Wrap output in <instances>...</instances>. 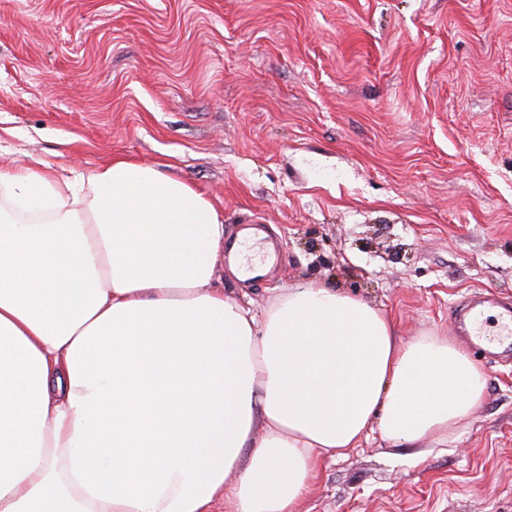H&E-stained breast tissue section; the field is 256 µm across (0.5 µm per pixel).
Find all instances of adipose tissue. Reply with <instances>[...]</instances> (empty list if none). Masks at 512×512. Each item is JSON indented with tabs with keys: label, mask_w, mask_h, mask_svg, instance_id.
Here are the masks:
<instances>
[{
	"label": "adipose tissue",
	"mask_w": 512,
	"mask_h": 512,
	"mask_svg": "<svg viewBox=\"0 0 512 512\" xmlns=\"http://www.w3.org/2000/svg\"><path fill=\"white\" fill-rule=\"evenodd\" d=\"M224 233L153 167L0 164V512H294L369 431L444 447L480 406L451 337L318 283L225 296Z\"/></svg>",
	"instance_id": "adipose-tissue-1"
}]
</instances>
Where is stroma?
Returning <instances> with one entry per match:
<instances>
[{
    "mask_svg": "<svg viewBox=\"0 0 512 512\" xmlns=\"http://www.w3.org/2000/svg\"><path fill=\"white\" fill-rule=\"evenodd\" d=\"M121 156L204 191L226 296L315 282L397 336L457 335L512 302V0H0V163ZM482 404L419 456L379 432L295 512H512V354L476 353Z\"/></svg>",
    "mask_w": 512,
    "mask_h": 512,
    "instance_id": "obj_1",
    "label": "stroma"
}]
</instances>
